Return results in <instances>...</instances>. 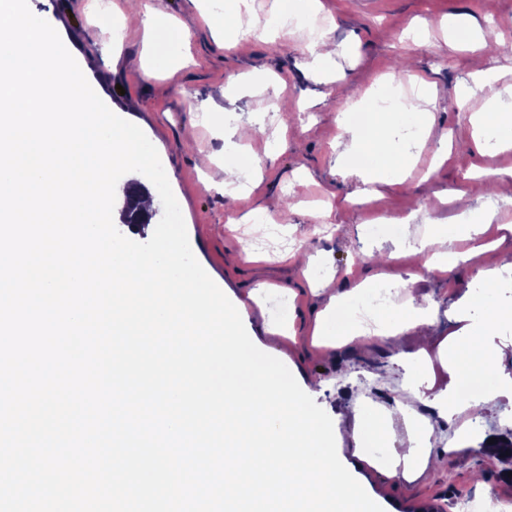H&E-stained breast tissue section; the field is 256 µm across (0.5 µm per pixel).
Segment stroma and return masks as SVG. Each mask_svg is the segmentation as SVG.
Masks as SVG:
<instances>
[{"label": "stroma", "instance_id": "1", "mask_svg": "<svg viewBox=\"0 0 512 512\" xmlns=\"http://www.w3.org/2000/svg\"><path fill=\"white\" fill-rule=\"evenodd\" d=\"M112 5L124 21L127 0H28L31 12L48 21L77 61L91 87L119 117L137 125L156 147L187 228L191 249L209 276L239 313L259 349L280 359L299 384L318 380L314 401L338 419L334 429L339 459L384 512H457L456 501L472 491L512 499V477L496 455L475 454L459 428L466 415L447 420L434 407L437 397L455 399L464 377L448 351L468 337L483 339L484 353L512 354V319L485 329L486 310L497 304L512 310V204L492 194L479 195L472 174L489 169L501 149H452L447 162L435 165L441 136L468 137L469 117L481 102L458 106L457 92L490 67L500 71L498 87H512V53L472 42L450 46L440 20L466 16L479 26L494 23L502 42L512 43V0H321L335 21L330 36L336 64L320 72L307 64L303 48L312 37L290 26L295 0H252L265 30L232 36L225 23L224 0H163L175 24H161L153 46L127 28L113 36L100 21L99 3ZM427 32L429 46L416 47L405 34ZM146 58L149 73L130 67ZM391 83L399 106L388 113V134L405 157L398 180L381 183L374 196L358 198L365 154L342 163L345 138L339 118L365 109L379 88V76ZM427 80L429 100H419L411 76ZM281 77L279 96L261 90L255 77ZM236 78L228 87V78ZM435 115L431 131L412 136L423 111ZM254 129L240 150L224 141L226 124ZM247 154L251 184L238 197L207 188L220 181L225 161ZM213 159L197 163L199 155ZM465 190L468 211L454 203L417 212L419 198ZM497 208L493 223L483 225L486 248L460 262L452 276L421 271L404 241L437 232L464 241L462 225L477 222ZM262 215L280 225L272 238L242 223L244 214ZM395 222L397 237L370 234V225ZM497 272L494 290H486L482 272ZM269 292L254 295L259 283ZM367 282L393 286L397 303L430 298L429 341L420 344L412 329L397 341L373 336L370 343L349 338L351 325L329 309L330 296L341 305L356 302ZM290 303L287 316L277 312V297ZM268 324L289 328L286 336L265 333ZM487 389H500L496 403L476 402L477 420L489 434L512 431V382L485 370ZM416 390L434 430L416 471L390 476L389 463L408 447L411 429L396 403ZM376 423L380 434L366 445L367 460L354 458L357 423Z\"/></svg>", "mask_w": 512, "mask_h": 512}]
</instances>
